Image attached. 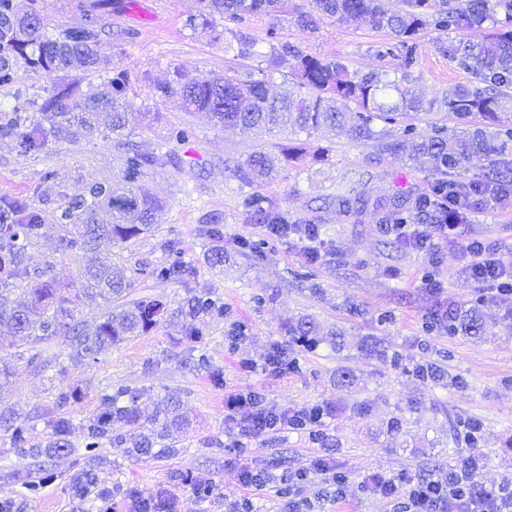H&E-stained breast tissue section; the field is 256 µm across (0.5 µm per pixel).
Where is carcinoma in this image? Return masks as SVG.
I'll list each match as a JSON object with an SVG mask.
<instances>
[{"mask_svg": "<svg viewBox=\"0 0 512 512\" xmlns=\"http://www.w3.org/2000/svg\"><path fill=\"white\" fill-rule=\"evenodd\" d=\"M22 11L17 0H0V88L16 86L19 73L44 70L58 74L52 88L44 94L18 91L12 105L0 116V138L14 142L24 156L46 154L52 144L79 130L112 141L121 150L120 173L90 184L85 193L70 195L46 170L39 182L25 195L0 196V325L13 335L8 347L13 358L26 360L34 371L46 368L45 353L53 346L68 350L73 363H90L101 352L157 327L167 313L166 304L157 299L129 298L133 285L132 269L103 253V241L122 245L151 232L154 214L162 201L140 186L152 170L174 165L180 157L175 147L193 142L189 125H172L158 150L143 152L128 140V114L135 105V94L128 74L112 69L101 59L98 45L112 38V24L105 21L120 8L118 0H77L83 12L79 26L50 25L44 14V0H29ZM203 10L189 21L196 28L208 29L214 39L224 36V22L243 23L259 13L286 12L290 0H202ZM314 10L299 12L297 23L316 29L326 19L356 22L369 19L373 26L398 38L406 49L403 67L410 65L413 46L409 42L429 27L452 33L442 52L455 66L470 75L469 84L448 91L440 104L424 102L410 88L409 74L390 76L385 71L361 72L350 68L342 56L316 57L291 43L271 47V56L286 63L296 80L298 93L284 96L276 89L272 75L241 80L234 75H216L199 80L176 66L172 79L156 84L155 100L178 98L183 111L213 125L233 126L246 133L270 132L288 123L295 133L306 134L283 145L279 152L255 151L236 163L233 175L240 186L249 188L242 204L247 221L265 224L269 233L288 234L316 240L317 224L293 227L288 211L260 191L263 183L281 164L296 163L307 154L315 161L325 151L311 149L307 138L323 129L344 131L354 141L372 144L380 153L398 154L404 140L375 127V122L403 123V134L414 130L413 116L435 109L443 112L421 135L409 153L412 166L441 176L448 196L475 203L489 192L499 194L502 206L512 205V0H399L388 7L382 0H313ZM486 26L490 33L480 41L453 37ZM336 206L359 215L370 208L363 191L351 190L336 195ZM393 207L406 211L414 224H441L445 217L429 209L423 198L399 197ZM45 224L58 225L63 252L79 256L82 269L78 278L62 284L53 274L54 264L31 267L26 254L41 236ZM169 260L140 274L157 280L183 283L191 270L176 242L167 245ZM483 299L467 309L448 310V333L481 336L485 322L480 313ZM101 308L99 320L88 323L80 309ZM184 314L191 319L184 336L200 341L205 336L203 320L224 315V303L210 294H192ZM294 340L311 349L317 339L310 321H300L291 329ZM138 393L127 386H110L100 395V410L84 425L83 456L88 464L74 472L66 491L81 512L87 503L107 502L112 490L101 486L100 470L107 459L99 449L107 445H127L126 453L136 459L155 455L158 448L170 455L178 453L176 444L166 442L173 428L184 425L179 403L167 397L158 405L155 418L146 432L131 443L113 434L117 422L138 421ZM33 417L22 416L14 408H0V423L10 450L19 458L52 460L75 453L70 441L72 422L61 412L45 422L50 441L43 448L33 443L30 430ZM55 477L54 469L38 465L37 472L15 471L10 478L26 493L35 495ZM173 479L190 486L201 498L212 493L211 486L192 480L188 472H177ZM128 496L136 512H171V502L163 493H142L131 489Z\"/></svg>", "mask_w": 512, "mask_h": 512, "instance_id": "1", "label": "carcinoma"}]
</instances>
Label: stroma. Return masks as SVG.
<instances>
[{
  "label": "stroma",
  "instance_id": "35a3bbf8",
  "mask_svg": "<svg viewBox=\"0 0 512 512\" xmlns=\"http://www.w3.org/2000/svg\"><path fill=\"white\" fill-rule=\"evenodd\" d=\"M201 9V0H124L122 11L111 17L113 30L136 32L117 62L137 95L128 126L133 143L153 151L166 127L186 121L196 133L191 147L180 149L181 163L144 177V185L164 205L151 233L126 243L118 255L132 267L159 264L173 240L192 275L184 283L137 280L133 297L161 300L169 315L150 333L106 349L97 362L74 366L62 352L37 375L11 359L9 351L0 352L13 367L0 401L20 414H33L31 435L40 439L46 421L57 412L58 394L77 391L70 408V440L77 445L83 424L99 411V395L109 385L137 389L144 420L161 397H178L191 419L188 428L174 434L178 455L136 459L121 447L101 448L111 462L100 477L112 490V512H131L130 488L167 492L174 512H230L242 494L246 468L269 479L253 498L254 512H288L292 498L307 501L310 512H393L392 504L359 492L366 474L379 471L405 483L443 481L449 466L469 457L478 460L486 487L512 481V320L503 317L512 309V296H487L482 336H451L431 324L434 311L451 303L466 305L480 287L466 272L462 241H480L512 262V209L482 203L459 226L456 239L432 250L398 245L394 233L380 229L374 218L356 221L324 206V198L349 187L383 204L402 194L420 197L430 193L435 175L412 168L404 157L377 156L373 147L347 136L318 133L310 142L328 148L327 161L284 166L263 188L291 219L320 225V258L308 263L304 241L271 236L263 225L248 222L231 175L234 164L249 153L287 143L288 131L250 135L193 121L176 100H154L150 87L169 79L179 64L197 79L231 69L245 79L261 67L272 71L283 90L294 89L288 66H275L270 55L271 45L279 42L313 56H343L363 72L397 69L404 53L396 37L367 21L328 20L311 30L298 25L294 15L273 12L241 24L255 43L253 55L243 57L233 36L216 41L209 31L188 26ZM447 41V30L431 27L415 41L409 73L425 100H441L468 80L442 53ZM150 112L160 113V123H148ZM120 165L111 142L80 133L36 158L0 140V195L25 193L47 168L55 170L69 194L78 195L86 184L111 177ZM209 216L219 219L224 232L216 243L224 250V263L217 267L209 262L216 244L202 233ZM245 240L264 242L263 252L242 248ZM47 260L54 261L64 283L80 269L79 260L62 254L54 224L44 225L28 251L30 265ZM429 273L434 285L422 287L420 279ZM193 294H211L224 303L223 317L207 320V332L198 342L183 334L181 309ZM303 319L318 330L315 349L299 347L288 334ZM236 324L245 335L234 341L230 335ZM278 345L295 361L294 371L266 370L265 360ZM202 353L209 359L205 369L196 365ZM251 392L263 394L277 411L316 404L325 408L327 453L348 477L347 501L334 502L332 485L318 477L300 484L293 495L281 493L283 474L325 453L307 432L284 430L249 439L247 451L236 447L238 434L227 418L226 397ZM464 419L482 424L479 442L465 439L458 426ZM54 468L56 480L27 497L25 512H76L64 491L76 466L67 458ZM186 470L197 482L211 485L209 498L199 499L190 488L173 483L172 474Z\"/></svg>",
  "mask_w": 512,
  "mask_h": 512
}]
</instances>
